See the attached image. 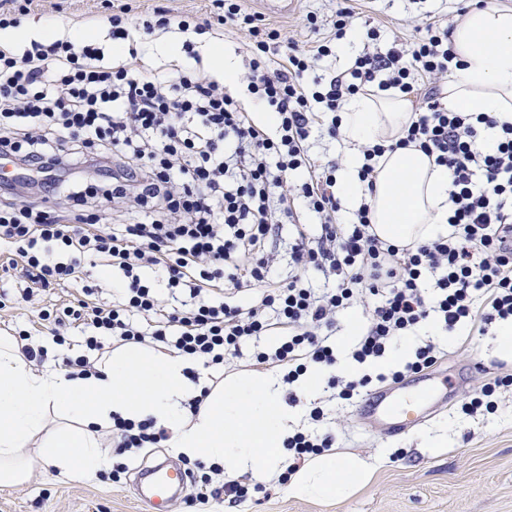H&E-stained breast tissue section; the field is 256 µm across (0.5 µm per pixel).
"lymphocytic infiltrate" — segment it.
I'll return each mask as SVG.
<instances>
[{
  "instance_id": "obj_1",
  "label": "lymphocytic infiltrate",
  "mask_w": 512,
  "mask_h": 512,
  "mask_svg": "<svg viewBox=\"0 0 512 512\" xmlns=\"http://www.w3.org/2000/svg\"><path fill=\"white\" fill-rule=\"evenodd\" d=\"M217 25L247 31L248 100L223 81L180 58L156 71L133 48L130 8L116 0L106 20L112 41L127 46L128 61L108 65L99 47L85 40L32 43L23 51L0 48V154L19 169L42 176L43 191L64 195L68 208L21 199L15 187L0 190V245L14 247L27 285L21 301L64 284H82L87 257H103L122 272L118 302L77 303L42 310L57 344L68 330L84 326V354L63 356L68 376L93 368L91 356L107 342L162 345L220 366L224 353L240 350L273 329L282 342L254 354L294 383L309 364L332 366L336 349L321 328L332 327L361 297L373 301L365 330L351 357L372 363L392 340L427 318L443 329L463 325L487 334L512 321V123L486 112H455L441 102L437 81L455 56L449 29L419 28L409 54L397 50L358 56L346 72L328 78L316 69L332 55L354 12L339 7L334 38L302 51L262 14L241 0H209ZM379 89L422 95L396 144L363 146L359 177L374 186L380 157L391 147L420 148L446 167L452 179L447 235L420 245H396L373 231L368 207L350 223L336 221L332 188L335 165H318L308 153L315 131L340 134L338 113L346 97ZM266 104L273 128L255 122L249 102ZM497 129L490 149L480 146L486 129ZM301 175L295 197L285 188ZM123 209L103 219L105 202ZM320 219L318 239L298 233L292 249L296 273L273 281L265 243L272 225L293 217L296 205ZM165 274L167 286L188 291L191 301L166 309L146 270ZM332 272L335 285L309 288L308 270ZM433 295L422 291L424 274ZM259 286V304L242 307L239 293ZM117 454L134 453L166 440L153 420H112ZM219 464L195 462L189 469L197 500L227 492L248 499L238 482H217Z\"/></svg>"
}]
</instances>
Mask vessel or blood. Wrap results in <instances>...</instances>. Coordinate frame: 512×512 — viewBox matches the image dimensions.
Segmentation results:
<instances>
[{"mask_svg": "<svg viewBox=\"0 0 512 512\" xmlns=\"http://www.w3.org/2000/svg\"><path fill=\"white\" fill-rule=\"evenodd\" d=\"M455 381L453 373L438 372L422 377L412 390L404 386L396 391H376L362 404L359 417L382 425L387 433H399L419 422L430 405L445 402ZM146 475V482L138 490L146 512H154L158 500L168 497L173 488H185L188 481L187 475L181 472L175 484H167L157 467L147 470Z\"/></svg>", "mask_w": 512, "mask_h": 512, "instance_id": "b4317fda", "label": "vessel or blood"}]
</instances>
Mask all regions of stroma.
Listing matches in <instances>:
<instances>
[{"mask_svg": "<svg viewBox=\"0 0 512 512\" xmlns=\"http://www.w3.org/2000/svg\"><path fill=\"white\" fill-rule=\"evenodd\" d=\"M104 0H41L18 29L0 30V41L14 42L15 31L26 40H38L43 28L56 36L88 31L104 51H111L108 23L86 29L88 17L103 14ZM355 19L347 30L354 39L353 55H331L320 66L324 73L340 74L362 54L367 46L387 51L391 47L409 49L416 29L427 18L452 26L459 8L469 7V0H350ZM336 0H295L285 16H268L272 27L289 41L305 49L331 32L336 15ZM316 16V27H309L307 16ZM378 29L376 40H368L366 26ZM215 39L212 31L189 30L184 33H145L137 49L154 65L165 64L169 56L165 45L182 47L191 43L199 54H206ZM296 237L293 224L277 225L266 249L273 262L274 281L288 278L294 271L291 247ZM75 288L61 286L46 292L42 303L10 304L0 310V335L26 329L32 339L48 337L39 312L41 308L69 303L78 297ZM440 351L439 368H461L466 380L449 407L438 410L427 421L404 433L385 437L365 428L357 419L359 399L349 401L333 397L323 389L318 403L327 414L321 424L302 417V432L332 433L335 452L343 457H360L376 465L373 478L350 498L336 502L299 499L289 494L287 486L278 485L270 493H255L241 504L225 499H211L193 508V512H512V388L495 395V413L474 415L460 410L469 392L502 372H512V360L495 355L493 335L481 336L463 326L449 338H435ZM437 438L439 447L429 445ZM166 444L141 449L134 456H122L127 466L120 481L78 473L63 477L41 463H34L28 481L17 486L0 485V512H145L138 499L140 468L168 458Z\"/></svg>", "mask_w": 512, "mask_h": 512, "instance_id": "stroma-1", "label": "stroma"}]
</instances>
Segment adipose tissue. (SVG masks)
<instances>
[{"label":"adipose tissue","instance_id":"obj_1","mask_svg":"<svg viewBox=\"0 0 512 512\" xmlns=\"http://www.w3.org/2000/svg\"><path fill=\"white\" fill-rule=\"evenodd\" d=\"M456 73L443 86L449 109L491 112L512 123V8H473L450 33ZM414 108L396 90L371 89L347 98L341 109L345 161L336 191L345 214L370 207L380 239L406 245L448 232L451 178L447 168L419 149L385 153L367 190L357 176L364 144L398 139ZM197 363L188 356L138 344L117 347L97 363L95 372L75 377L36 368L11 336H0V485L27 481L33 461L60 474L80 470L93 475L107 469L102 431L113 417L154 420L169 429L173 454L219 460L227 477L273 476L282 466L280 445L300 421L299 408L283 398L271 371L212 385L208 375L191 380ZM206 401L198 415L188 402ZM363 459L326 453L298 470L289 484L297 498L341 501L370 481Z\"/></svg>","mask_w":512,"mask_h":512}]
</instances>
